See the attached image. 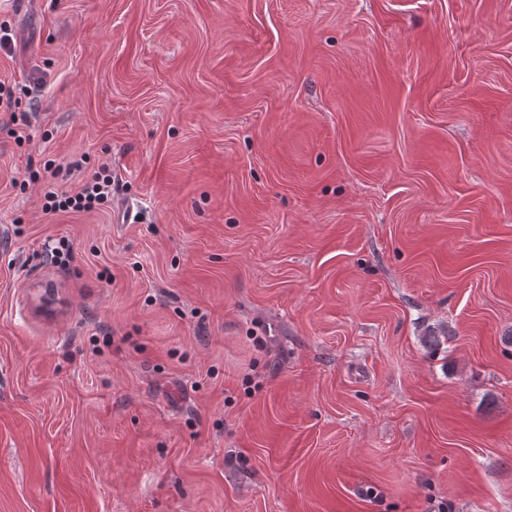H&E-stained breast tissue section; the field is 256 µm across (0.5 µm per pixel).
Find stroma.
Instances as JSON below:
<instances>
[{
	"label": "stroma",
	"instance_id": "stroma-1",
	"mask_svg": "<svg viewBox=\"0 0 512 512\" xmlns=\"http://www.w3.org/2000/svg\"><path fill=\"white\" fill-rule=\"evenodd\" d=\"M0 24V512H512V0ZM112 172L104 167L85 180L74 191H49L45 194L43 209L46 213L84 212L99 208L112 197Z\"/></svg>",
	"mask_w": 512,
	"mask_h": 512
}]
</instances>
